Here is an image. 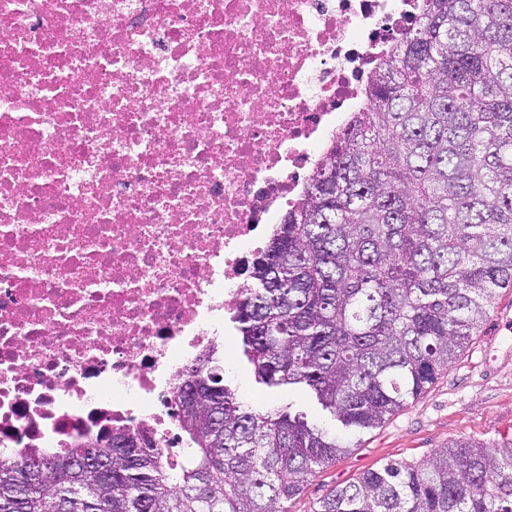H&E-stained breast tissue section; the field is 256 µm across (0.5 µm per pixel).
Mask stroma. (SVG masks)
<instances>
[{"mask_svg": "<svg viewBox=\"0 0 512 512\" xmlns=\"http://www.w3.org/2000/svg\"><path fill=\"white\" fill-rule=\"evenodd\" d=\"M233 373L224 381L252 410L269 404L324 413L314 395L295 386L271 388L256 378L240 334H233ZM512 438V289L499 290L480 332L447 371L406 408L376 429L352 434L353 451L305 484L289 501V512H312L336 486L390 462L420 461L435 449L460 440L488 445Z\"/></svg>", "mask_w": 512, "mask_h": 512, "instance_id": "1", "label": "stroma"}]
</instances>
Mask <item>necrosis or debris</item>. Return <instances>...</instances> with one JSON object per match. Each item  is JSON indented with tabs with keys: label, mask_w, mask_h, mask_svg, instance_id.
<instances>
[{
	"label": "necrosis or debris",
	"mask_w": 512,
	"mask_h": 512,
	"mask_svg": "<svg viewBox=\"0 0 512 512\" xmlns=\"http://www.w3.org/2000/svg\"><path fill=\"white\" fill-rule=\"evenodd\" d=\"M419 0H0V461L175 402Z\"/></svg>",
	"instance_id": "1"
}]
</instances>
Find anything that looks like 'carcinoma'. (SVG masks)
I'll use <instances>...</instances> for the list:
<instances>
[{
	"instance_id": "1",
	"label": "carcinoma",
	"mask_w": 512,
	"mask_h": 512,
	"mask_svg": "<svg viewBox=\"0 0 512 512\" xmlns=\"http://www.w3.org/2000/svg\"><path fill=\"white\" fill-rule=\"evenodd\" d=\"M366 93L234 316L258 378L306 387L349 432L424 394L512 288V0H422ZM220 371L215 347L186 368L185 461L125 434L85 463L76 448L19 454L0 465V512H288L355 444L303 413L251 410ZM312 512H512V441L370 468Z\"/></svg>"
}]
</instances>
